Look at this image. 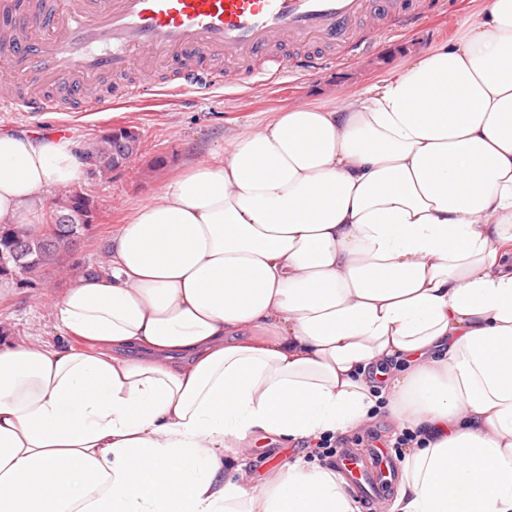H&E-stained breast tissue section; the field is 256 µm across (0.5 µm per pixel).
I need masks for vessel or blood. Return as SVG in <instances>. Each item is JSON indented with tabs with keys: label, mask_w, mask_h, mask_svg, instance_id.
Returning <instances> with one entry per match:
<instances>
[{
	"label": "vessel or blood",
	"mask_w": 512,
	"mask_h": 512,
	"mask_svg": "<svg viewBox=\"0 0 512 512\" xmlns=\"http://www.w3.org/2000/svg\"><path fill=\"white\" fill-rule=\"evenodd\" d=\"M419 13L405 0H6L0 7V58L15 77L0 81V105L13 112L52 113L63 100L78 111L103 107L100 86L157 60L184 66L178 89L198 92L217 80L189 59L214 55L229 64L270 51L338 46L352 41L360 22ZM334 465L367 504L392 483L390 463L364 465L354 453Z\"/></svg>",
	"instance_id": "b4317fda"
}]
</instances>
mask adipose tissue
<instances>
[{
	"label": "adipose tissue",
	"instance_id": "1",
	"mask_svg": "<svg viewBox=\"0 0 512 512\" xmlns=\"http://www.w3.org/2000/svg\"><path fill=\"white\" fill-rule=\"evenodd\" d=\"M86 166L0 130V223ZM51 302L84 347L0 342V512H357L313 445L388 413L389 512H512V0L334 104L263 112Z\"/></svg>",
	"mask_w": 512,
	"mask_h": 512
}]
</instances>
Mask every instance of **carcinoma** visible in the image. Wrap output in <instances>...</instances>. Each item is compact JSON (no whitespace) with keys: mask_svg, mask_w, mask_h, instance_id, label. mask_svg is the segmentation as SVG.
<instances>
[{"mask_svg":"<svg viewBox=\"0 0 512 512\" xmlns=\"http://www.w3.org/2000/svg\"><path fill=\"white\" fill-rule=\"evenodd\" d=\"M138 137L108 132L92 142L100 177L127 164L138 150ZM92 204L83 191L68 190L54 200L43 216L41 232L30 234L15 224H0V275L6 272L30 278L59 263L60 255L89 227Z\"/></svg>","mask_w":512,"mask_h":512,"instance_id":"1","label":"carcinoma"}]
</instances>
